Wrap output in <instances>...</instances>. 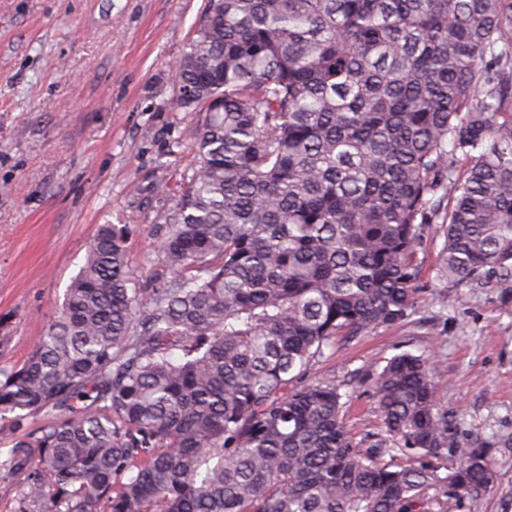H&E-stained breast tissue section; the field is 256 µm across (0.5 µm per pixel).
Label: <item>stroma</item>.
<instances>
[{"instance_id":"stroma-1","label":"stroma","mask_w":512,"mask_h":512,"mask_svg":"<svg viewBox=\"0 0 512 512\" xmlns=\"http://www.w3.org/2000/svg\"><path fill=\"white\" fill-rule=\"evenodd\" d=\"M204 0H0V335L21 362L59 312L99 225L129 227L128 258L156 287L158 243L190 162L170 150L203 118L174 108L173 68ZM423 300L392 326L326 351L310 376L335 381L348 425L370 444L380 417L369 374L402 352L433 356L435 402L463 441L512 436V275L455 288L425 232ZM493 488L449 512H512V445L493 451Z\"/></svg>"}]
</instances>
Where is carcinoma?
Listing matches in <instances>:
<instances>
[{
    "instance_id": "cac0c4a2",
    "label": "carcinoma",
    "mask_w": 512,
    "mask_h": 512,
    "mask_svg": "<svg viewBox=\"0 0 512 512\" xmlns=\"http://www.w3.org/2000/svg\"><path fill=\"white\" fill-rule=\"evenodd\" d=\"M512 0H207L180 58L188 130L163 282L101 224L57 319L20 364L0 336V471L46 512H446L477 501L494 437L464 444L431 356L370 378L363 449L333 381L340 341L418 307L440 277L512 274ZM39 415L42 423L29 428ZM461 452L448 458V449ZM406 461L397 462L394 451ZM450 459L444 477L429 459Z\"/></svg>"
}]
</instances>
